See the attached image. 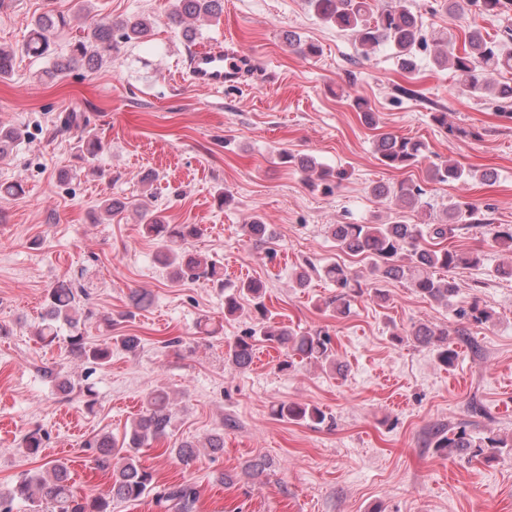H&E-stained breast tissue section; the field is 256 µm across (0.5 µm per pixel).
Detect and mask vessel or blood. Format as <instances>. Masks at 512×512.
Instances as JSON below:
<instances>
[{
    "instance_id": "vessel-or-blood-1",
    "label": "vessel or blood",
    "mask_w": 512,
    "mask_h": 512,
    "mask_svg": "<svg viewBox=\"0 0 512 512\" xmlns=\"http://www.w3.org/2000/svg\"><path fill=\"white\" fill-rule=\"evenodd\" d=\"M254 68L252 57L224 50L222 45L193 50L189 59V76L203 89L228 88Z\"/></svg>"
}]
</instances>
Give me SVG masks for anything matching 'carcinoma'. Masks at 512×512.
<instances>
[{
    "mask_svg": "<svg viewBox=\"0 0 512 512\" xmlns=\"http://www.w3.org/2000/svg\"><path fill=\"white\" fill-rule=\"evenodd\" d=\"M316 16L324 23L341 32L350 33L355 40L361 58L368 60L380 47L392 50L397 61V71L406 76L417 70L418 52L427 44L411 0H398L395 6L380 7L375 0H308ZM485 17H498L512 11V0H435L434 10L448 13L458 33H437L433 42L435 53L433 64L437 68L448 67L463 89L471 94H491L504 103L512 102V85H493L488 75L502 70H512V32L504 31L499 38H488L482 30L467 18L469 7ZM224 10V0H175L170 14L172 23L182 28L184 36L191 38L197 29L192 23L200 19L216 18ZM79 13L69 14L49 10L36 17L29 25L23 49L37 58H51L53 62L43 71L48 78H55L75 66H83L93 72L112 62V53L119 44L140 42L149 36L151 23L144 16H133L118 23L97 24L86 40L69 44L67 54L55 56V38L70 28ZM15 50L0 46V79L9 77L13 71ZM351 106L360 113L366 125L377 126L376 115L369 102L356 96ZM22 139V131L16 127L0 124V158ZM375 152L379 162L388 168L405 170L421 164L427 155V145L421 140L398 136L392 132L378 135ZM301 169L314 176L310 184L318 183L323 190H331L332 184L344 179L346 171L336 172L316 165L312 160L298 161ZM428 178L436 183L460 181L465 178L463 167L449 159L430 162ZM375 192L394 199L408 208H419L425 204L424 189L415 183L401 182L391 190L378 186ZM488 223L483 210L468 201H456L444 210V216L434 224L423 228L420 224H405L401 221L370 222L368 224H332L329 227L336 248L352 255H363L371 262V290L374 298L383 301L386 293L383 284L404 280L421 297L448 306L457 296L458 288L450 277H439L436 271H450L461 264L471 262L455 250L448 249L443 242L455 231V225L475 226ZM145 229L157 239L162 248L160 261L172 269V279L180 281H219L222 270L212 260L198 256L183 257L175 251V245L200 235L197 224H167L156 212L149 213ZM268 225L255 215L244 225L245 235L256 242L268 237ZM431 242H426V239ZM318 276L336 288V295L327 305L338 316L351 311V303L361 293L357 276L346 267L327 263L320 267L309 265L299 271L296 286L306 288L312 276ZM264 285L257 280L244 282L236 292L224 296V314L235 315L240 310L238 298L248 295L261 316L257 328L238 337L228 346L225 360L236 369L250 368L255 357V342L262 341L279 350L282 360L277 369L286 372L293 366V359L300 358L313 364L342 369L336 361L330 337L322 332L297 334L285 326L271 321L264 303ZM81 291L68 283H59L47 292L43 314V325L37 338L51 344L58 336L60 324L69 327L67 339L69 352L88 364L90 371L107 365L112 358V338L90 345L84 336L85 319L79 313ZM461 318L474 324H484L492 314L474 300L460 310ZM409 337L422 346L433 347L440 363L453 366L456 353L448 347V329L432 324L411 327ZM283 420L320 425L326 414L316 406L296 402H284L275 411ZM174 417L173 403L163 389L149 393L146 405L132 423L128 438L116 446L111 437L103 435L88 441L87 447L99 451L95 459L98 470L111 475V488L106 495H79L71 483L70 470L62 460L44 463V469L21 476L12 491L0 493V512H13L17 499L29 503L31 512H112V502L139 501L152 497L156 505L165 512H195L198 501L196 485L185 480L181 483L158 484L151 470L139 460V452L153 443L167 438ZM430 444L435 448L448 449V454L468 459L485 461L497 458L503 448H512V439L477 437L466 427L460 426L449 433L438 428L431 433ZM25 452L32 456L42 453L43 437L37 431L29 432L22 440ZM166 452L176 457L184 467H191L196 458L195 445L182 442Z\"/></svg>",
    "mask_w": 512,
    "mask_h": 512,
    "instance_id": "cac0c4a2",
    "label": "carcinoma"
}]
</instances>
